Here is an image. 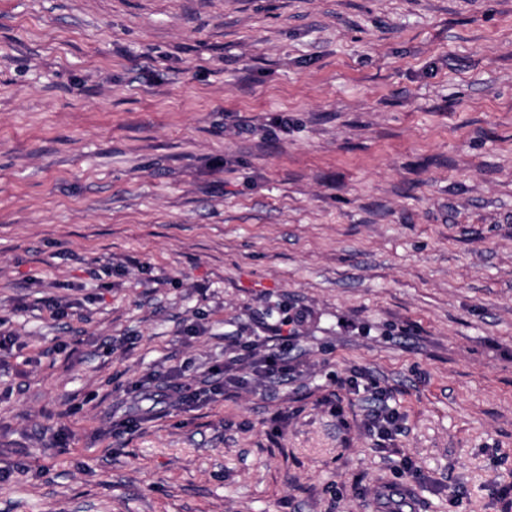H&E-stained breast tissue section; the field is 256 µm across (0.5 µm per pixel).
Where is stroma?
Here are the masks:
<instances>
[{"mask_svg":"<svg viewBox=\"0 0 512 512\" xmlns=\"http://www.w3.org/2000/svg\"><path fill=\"white\" fill-rule=\"evenodd\" d=\"M300 308L294 378L113 434ZM1 317L0 512H503L512 0H0ZM181 376L178 371H170L162 384H154V377H149L133 386L132 398L135 401L162 400L184 408L191 407L197 403L205 390L192 389L191 385L180 381ZM362 394L373 403V408L368 415L365 426L367 430L378 438V450L382 453L397 452L394 447L393 434L398 429L397 422L400 415L388 405L389 393L386 389L378 387L374 383L362 385Z\"/></svg>","mask_w":512,"mask_h":512,"instance_id":"1","label":"stroma"}]
</instances>
